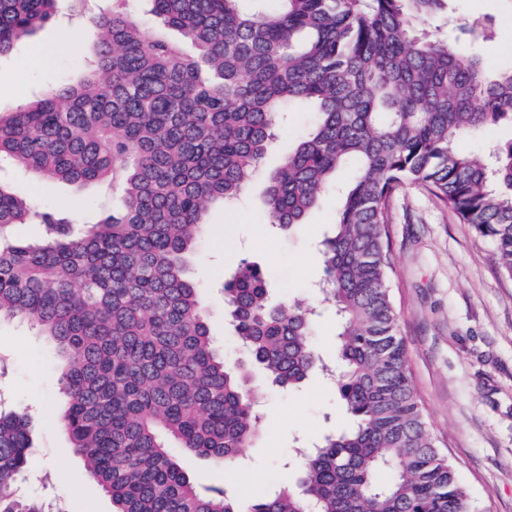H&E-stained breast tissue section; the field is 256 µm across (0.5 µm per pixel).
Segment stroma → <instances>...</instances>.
Returning <instances> with one entry per match:
<instances>
[{"instance_id":"1","label":"stroma","mask_w":512,"mask_h":512,"mask_svg":"<svg viewBox=\"0 0 512 512\" xmlns=\"http://www.w3.org/2000/svg\"><path fill=\"white\" fill-rule=\"evenodd\" d=\"M474 17L488 20L491 31L466 42V49L494 71L512 69V0H449L447 15L419 23L418 29L431 36L447 19ZM66 32L75 39L60 44ZM88 40L81 19L64 18L17 42L0 57V110H15L67 77L83 62ZM313 118L307 106H293L242 198L215 206L204 231L192 275L202 287L210 333L226 362L247 356L226 316L224 291L243 259L261 267L272 300L299 297L319 308L313 346L323 362L335 360L338 317L322 300L319 243L336 219L341 196L327 193L305 224L293 228L270 224L263 206L268 174ZM0 181L17 195L55 204L102 192L97 184L79 189L7 165L0 167ZM392 214V294L429 428L479 512H512V279L496 268L491 243L423 189L401 188ZM58 377L55 349L35 327L0 322V409L24 412L31 427L28 464L17 481L20 494L52 505L54 512H111L109 497L85 476L56 424L53 410L63 400ZM250 386L259 429L240 462L226 471L202 458L181 460L202 491L220 489L252 500L294 480L295 446L350 423L335 384L321 372L288 390L269 385L256 370Z\"/></svg>"}]
</instances>
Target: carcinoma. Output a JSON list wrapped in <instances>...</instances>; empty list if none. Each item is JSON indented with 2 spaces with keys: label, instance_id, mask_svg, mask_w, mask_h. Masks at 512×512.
Segmentation results:
<instances>
[{
  "label": "carcinoma",
  "instance_id": "carcinoma-1",
  "mask_svg": "<svg viewBox=\"0 0 512 512\" xmlns=\"http://www.w3.org/2000/svg\"><path fill=\"white\" fill-rule=\"evenodd\" d=\"M131 0H0V57L65 13L98 41L86 72L0 112V161L70 184L122 181L87 230L0 183V320L42 331L63 360L58 422L113 512H474L435 442L390 288L391 201L425 188L490 240L512 279V142L490 156L457 139L512 120V70L494 73L415 22L448 0H148L195 48L146 31ZM317 120L267 177L272 224H303L355 163L320 244L323 301L339 317L336 365L316 354L315 307L273 305L243 259L229 284L236 337L280 388L314 367L336 378L351 426L299 453L296 486L251 502L203 493L170 452L235 464L258 432L242 368L212 346L187 271L212 209L240 197L289 108ZM39 224L43 235L12 233ZM29 420L0 410V512H46L18 494ZM382 469L391 480L377 484Z\"/></svg>",
  "mask_w": 512,
  "mask_h": 512
}]
</instances>
